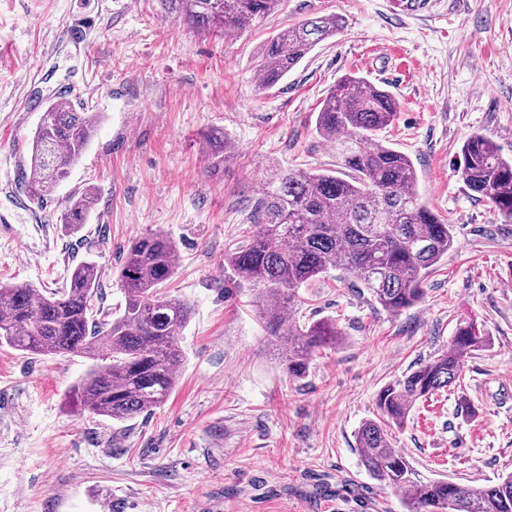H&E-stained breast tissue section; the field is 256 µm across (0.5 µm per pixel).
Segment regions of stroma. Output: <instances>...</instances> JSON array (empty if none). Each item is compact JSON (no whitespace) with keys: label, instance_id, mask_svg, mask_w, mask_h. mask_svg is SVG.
Instances as JSON below:
<instances>
[{"label":"stroma","instance_id":"stroma-1","mask_svg":"<svg viewBox=\"0 0 512 512\" xmlns=\"http://www.w3.org/2000/svg\"><path fill=\"white\" fill-rule=\"evenodd\" d=\"M285 0L247 31L204 36L159 0H0V285L50 291L80 261L102 270L101 305L124 304L131 242L179 246L165 292L193 313L167 403L116 422L80 412L71 391L90 360L0 346V512H403L398 489L362 467L355 434L379 390L447 351L459 323L491 339L456 386L390 427L420 481L481 488L512 473V222L476 200L455 164L472 133L512 156V0ZM345 27L276 85L258 80L264 42L318 15ZM367 78L401 105L381 140L414 162L428 206L456 227L453 248L399 314L337 270L301 289V320L336 319L344 342L289 376L265 345L248 289L224 250L249 228L270 166L334 169L315 131L329 88ZM74 89L100 124L69 178L27 210L23 177L41 113ZM237 152L210 169L202 133ZM96 186L88 224L68 233L67 197Z\"/></svg>","mask_w":512,"mask_h":512}]
</instances>
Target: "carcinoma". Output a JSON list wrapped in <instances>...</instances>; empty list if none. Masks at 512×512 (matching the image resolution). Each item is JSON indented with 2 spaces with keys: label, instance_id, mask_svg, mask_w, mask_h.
<instances>
[{
  "label": "carcinoma",
  "instance_id": "obj_1",
  "mask_svg": "<svg viewBox=\"0 0 512 512\" xmlns=\"http://www.w3.org/2000/svg\"><path fill=\"white\" fill-rule=\"evenodd\" d=\"M174 18L196 31L242 33L277 12L284 0H160ZM344 30L339 16H316L291 25L263 44L258 75L277 84L321 42ZM400 104L387 90L347 75L331 88L315 129L334 144L344 169H275L253 209V230L224 251L238 285L253 291L268 345L295 378L306 376L313 354L335 347L344 332L332 318L300 322L299 290L331 269L354 279L385 311L398 314L423 297L431 269L454 245V225L422 200L412 159L378 137L396 119ZM99 115L69 96L49 102L31 144L28 195L41 201L68 178L83 157ZM222 163L235 153L224 132L207 134ZM457 169L472 195L512 221V158L490 139L470 135ZM98 201L94 187L70 197L61 222L71 233L88 223ZM178 247L164 234L129 246L119 270L122 311L96 319L101 269L77 264L65 286L41 292L29 284L0 285V343L25 354L73 353L93 361L74 386L72 400L93 416L126 421L164 405L176 386L184 354L178 336L191 305L161 292L176 271ZM490 338L475 324L457 327L450 349L420 363L376 397L378 417L356 435L360 461L371 477L401 491L405 512H512V474L482 489L450 481L421 483L393 448L387 427L402 425L416 401L450 387L465 358Z\"/></svg>",
  "mask_w": 512,
  "mask_h": 512
}]
</instances>
